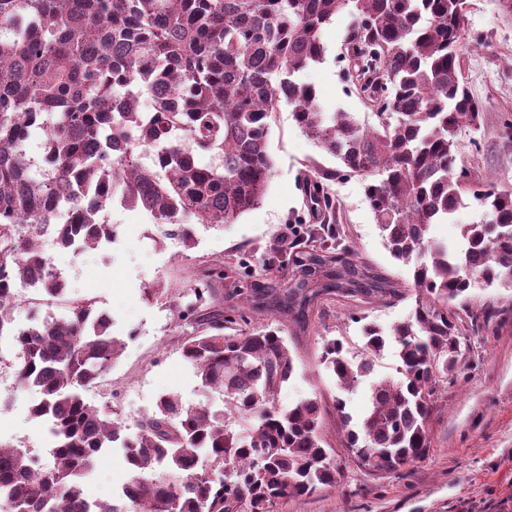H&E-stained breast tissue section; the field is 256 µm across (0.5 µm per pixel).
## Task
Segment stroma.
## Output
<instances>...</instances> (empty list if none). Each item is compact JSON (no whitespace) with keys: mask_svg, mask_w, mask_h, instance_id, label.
I'll list each match as a JSON object with an SVG mask.
<instances>
[{"mask_svg":"<svg viewBox=\"0 0 512 512\" xmlns=\"http://www.w3.org/2000/svg\"><path fill=\"white\" fill-rule=\"evenodd\" d=\"M465 6L461 75L481 105V120L477 129L461 131L456 167L466 170L470 180L512 187V144L503 137L505 124L512 122V12L504 0H465ZM353 25L346 12L326 25L321 35L324 58L300 78L315 86L323 111L350 112L370 125L375 121L372 109L347 81L348 62L342 57ZM269 149L275 173L262 203L236 223L197 226L194 248L165 237L163 227L144 211L116 206L109 213L110 223L119 229L113 247L78 254L49 251L68 298L90 299L109 313L113 336L124 342L117 363L85 390L84 398L95 406L111 404L128 435L137 433L138 421L161 395L178 394L190 406L222 402L221 395L201 388L183 358L186 330L173 314L174 304L186 301L188 288L203 277L210 261H265L280 275L288 273L281 257L269 253V243L274 236L288 235L296 223L313 222L301 191L306 164L333 169L337 162L294 124L286 107L271 127ZM331 191L349 244L394 283L396 294L384 301L336 296L324 302L307 328L287 326L296 373L279 393L284 407L314 394L327 401L338 395L334 377L320 362L324 339H345L350 354H359L365 323L390 327L405 320L414 303L412 268L385 249L364 179L337 181ZM156 280L165 282L168 297L144 301L143 288ZM461 342L462 359L438 387L429 424L431 447L423 460L392 472L358 465L344 446L339 418L327 410L322 434L341 473L339 482L308 496L278 499L270 512H512V311L497 324L468 332ZM14 360L9 346L0 347V401L6 404L0 411V442L28 449L46 462L51 455L45 427L29 415L38 393L18 388ZM130 478L120 449L112 448L99 457L86 491L91 498L109 501L119 497Z\"/></svg>","mask_w":512,"mask_h":512,"instance_id":"35a3bbf8","label":"stroma"}]
</instances>
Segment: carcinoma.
Instances as JSON below:
<instances>
[{
  "label": "carcinoma",
  "instance_id": "1",
  "mask_svg": "<svg viewBox=\"0 0 512 512\" xmlns=\"http://www.w3.org/2000/svg\"><path fill=\"white\" fill-rule=\"evenodd\" d=\"M460 0H0V339L17 349L16 377L35 387L31 418L46 423L51 459L0 444V512H269L285 497L333 488L338 471L314 396L283 408L295 374L284 329L224 333L248 317L201 305L210 281L262 288L281 317L307 325L330 295L383 300L392 282L350 246L326 244L330 224L269 249L293 259L284 285L264 262L207 268L194 299L174 315L192 331L182 355L202 388L222 404L186 407L165 394L131 437L112 406L85 401L118 360L112 317L76 301L61 317L33 313L15 322L18 290L53 299L67 291L42 248L85 249L118 239L112 206L145 211L175 228L185 246L193 226L235 223L262 202L274 176L269 133L281 105L298 128L338 161L310 166L304 207L336 214L331 183L366 178L365 195L390 256L412 265L415 305L385 330L362 327L360 358L340 339L324 342L322 364L349 393L395 349V377L370 383V405L354 424L346 399H333L358 462L395 471L424 458L438 385L464 355L460 334L474 283L512 290V190L455 172L458 133L479 124L480 105L460 73L465 24ZM355 18L345 43L376 122L324 112L298 74L321 62V30L337 14ZM43 136L35 157L28 142ZM471 196L494 223L460 226L450 250L429 237ZM67 224L53 222L63 205ZM505 309L484 302L472 328ZM118 446L132 477L113 502L91 499L84 479L100 453ZM177 483L154 478L161 467Z\"/></svg>",
  "mask_w": 512,
  "mask_h": 512
}]
</instances>
